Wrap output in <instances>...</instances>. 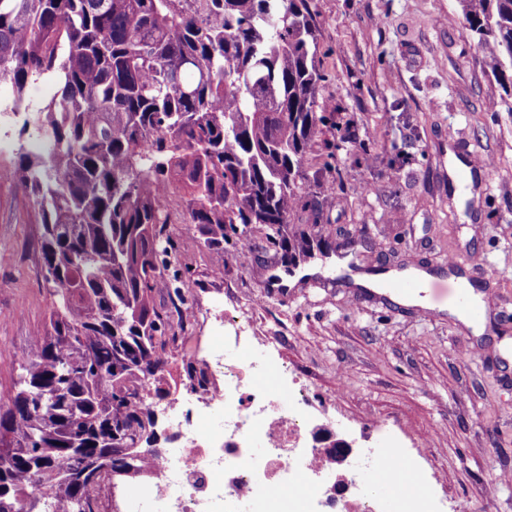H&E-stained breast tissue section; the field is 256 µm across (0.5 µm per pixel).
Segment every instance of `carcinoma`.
<instances>
[{
	"label": "carcinoma",
	"instance_id": "cac0c4a2",
	"mask_svg": "<svg viewBox=\"0 0 512 512\" xmlns=\"http://www.w3.org/2000/svg\"><path fill=\"white\" fill-rule=\"evenodd\" d=\"M0 0V85L38 152L10 176L41 224L52 309L0 403V512H94L160 456L145 384L158 400L167 341L184 332L154 305L183 300L178 245L161 203L182 201L204 246L238 224L329 223L306 161L325 167L353 120L323 112L320 27L309 0ZM484 64L512 97V0H459ZM54 79L36 110L27 88ZM334 251L360 256L344 230Z\"/></svg>",
	"mask_w": 512,
	"mask_h": 512
}]
</instances>
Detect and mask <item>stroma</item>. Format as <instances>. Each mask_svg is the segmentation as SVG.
<instances>
[{
	"mask_svg": "<svg viewBox=\"0 0 512 512\" xmlns=\"http://www.w3.org/2000/svg\"><path fill=\"white\" fill-rule=\"evenodd\" d=\"M320 24L327 80L321 105L354 120L370 160L344 154L340 169L309 159L314 190L330 222L309 234L333 241L337 228L364 230L373 256L391 267L439 270L449 257L481 255L467 272L493 279L496 297L475 335L446 312L458 292L447 275L419 308L328 280L300 282L288 299L272 286L291 226L241 224L223 248L206 249L184 216L170 226L179 249L184 319L196 302L239 313L252 335L275 337L279 358L300 380L309 404L334 417L333 430L373 446L377 425L394 430L399 473L364 470L383 512H400L406 494H445L448 512H512V113L491 110L504 92L485 70L456 0H311ZM19 126L0 118V397L10 394L20 360L52 304L38 273L33 204L7 169ZM485 162L466 199L448 174V157ZM422 456H415V448Z\"/></svg>",
	"mask_w": 512,
	"mask_h": 512,
	"instance_id": "1",
	"label": "stroma"
}]
</instances>
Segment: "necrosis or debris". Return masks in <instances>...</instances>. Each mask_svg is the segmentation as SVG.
<instances>
[{
	"mask_svg": "<svg viewBox=\"0 0 512 512\" xmlns=\"http://www.w3.org/2000/svg\"><path fill=\"white\" fill-rule=\"evenodd\" d=\"M232 348L244 354L239 363L227 357ZM204 361L211 377L205 405L183 410L171 399L162 415L171 446L147 469L146 494L133 507L113 504L112 482L103 479L96 512H153L158 500L165 512H339L343 484H356L359 474L338 479L320 462V448L307 445L313 417L268 340L244 336L239 316L228 313ZM267 378L274 388L264 386ZM296 483L310 487L299 506L282 493Z\"/></svg>",
	"mask_w": 512,
	"mask_h": 512,
	"instance_id": "necrosis-or-debris-1",
	"label": "necrosis or debris"
}]
</instances>
